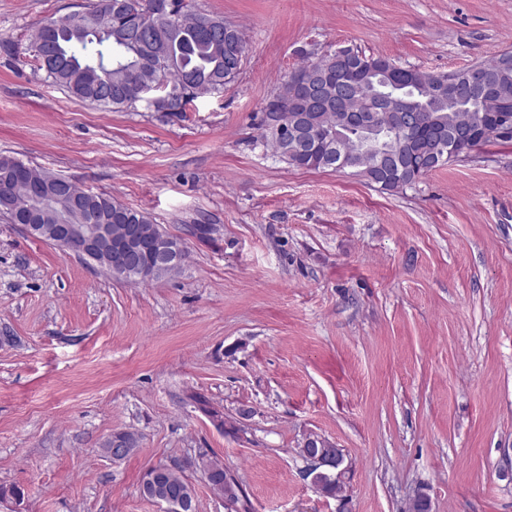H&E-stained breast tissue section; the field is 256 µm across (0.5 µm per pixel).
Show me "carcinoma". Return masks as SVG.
I'll return each mask as SVG.
<instances>
[{
    "instance_id": "1",
    "label": "carcinoma",
    "mask_w": 512,
    "mask_h": 512,
    "mask_svg": "<svg viewBox=\"0 0 512 512\" xmlns=\"http://www.w3.org/2000/svg\"><path fill=\"white\" fill-rule=\"evenodd\" d=\"M93 12L108 16L110 31L94 25L73 29L64 18L50 20L36 31L30 49L36 70L45 74L52 84L73 97L102 109L130 110L139 105L135 86L156 81L164 72L168 99L165 108L170 112H185L199 97L220 94L224 86L233 82L237 74L229 68L240 48L246 46L243 31L236 25H225L224 17L205 11H190L185 0H94ZM385 60L356 49L349 66L336 70L332 54L321 60L306 61L291 75L300 78L299 86L287 78L281 82L273 99L266 102L263 112L277 111L276 100L288 101V112H299L305 92L310 88L321 91L324 97L334 98L336 84L345 82L352 90L347 108L352 112L373 113L374 125L381 131L371 136L363 131L346 134L339 143H330L336 133L338 112L336 106L318 109L320 120L315 127L316 137L308 150L298 152L294 140L276 136L273 129L264 126V138L274 152L292 167L344 171L364 177L383 191L399 192L413 187L421 178L450 163L444 153L448 149L465 156L473 147L489 143H512V137L502 138L487 131L477 140L458 141L456 133L463 128H476L488 119V113L477 111L482 100H502L512 107V52L501 53L488 60L482 84L471 87V94L461 99H449L438 110L441 122L428 114L429 122L416 132L420 142L434 140L443 149L428 159L414 154V146L406 143L395 131L392 112L401 106L399 98L377 102L369 98L362 86V72L370 65ZM441 73H426L410 69L406 73L407 92L426 111L429 93L442 88ZM0 169L11 171L9 193L13 209L7 211L11 224L25 223V210L33 201L34 186L57 179L46 169L25 163L12 156L0 154ZM69 199L82 203L83 213L68 210L66 203L57 201L55 212L67 215L70 222L83 223L86 213L97 216L98 222L120 223L117 212L130 216L131 224H149L145 214L134 210L111 195L82 190L75 184L66 185ZM200 408L221 417L220 427L236 435L239 427L222 419V413L210 408L207 400L194 397ZM335 449L329 439L310 434L299 448V455L327 453ZM337 450V449H335ZM211 491L233 503L232 512H252L249 497L237 477L215 455L210 453L193 461ZM344 454L337 450L336 469L325 470L319 479V493L336 500H346L345 487L334 480L335 472L344 471ZM160 492L177 494L188 488V481L178 469H164L154 477Z\"/></svg>"
}]
</instances>
